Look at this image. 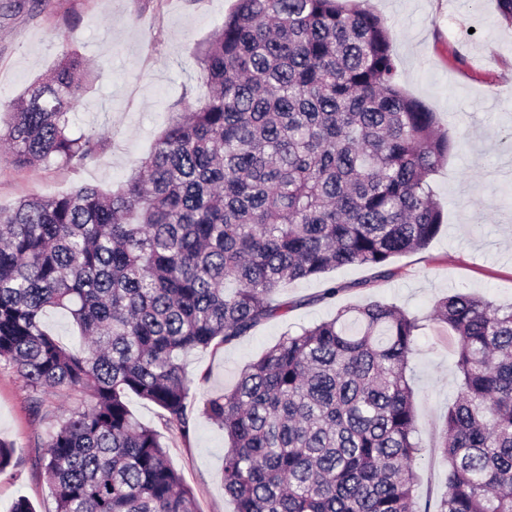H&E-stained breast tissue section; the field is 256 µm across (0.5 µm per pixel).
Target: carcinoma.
I'll return each instance as SVG.
<instances>
[{
  "instance_id": "cac0c4a2",
  "label": "carcinoma",
  "mask_w": 512,
  "mask_h": 512,
  "mask_svg": "<svg viewBox=\"0 0 512 512\" xmlns=\"http://www.w3.org/2000/svg\"><path fill=\"white\" fill-rule=\"evenodd\" d=\"M194 58L210 95L183 93L125 183L0 208V364L36 415L64 389L90 396L40 444L55 512H196L160 432L127 398L189 438L187 354L287 316L301 301L276 296L292 281L345 266L396 276L394 259L443 225L430 177L452 143L401 87L379 15L346 0H236ZM86 72L69 53L4 106L11 166L77 167L105 152L107 138L69 131ZM51 309L79 347L47 328ZM431 317L454 333L458 375L434 512H512V304L456 292ZM420 329L393 304L346 306L204 400L227 438L236 512H413ZM45 323L63 345L71 346L78 343V336H76L72 323L65 313L52 310L46 315Z\"/></svg>"
}]
</instances>
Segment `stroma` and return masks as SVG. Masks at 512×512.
I'll return each instance as SVG.
<instances>
[{
	"instance_id": "1",
	"label": "stroma",
	"mask_w": 512,
	"mask_h": 512,
	"mask_svg": "<svg viewBox=\"0 0 512 512\" xmlns=\"http://www.w3.org/2000/svg\"><path fill=\"white\" fill-rule=\"evenodd\" d=\"M232 6L233 0H0V100L16 98L65 54L78 53L90 65L91 83L71 131L110 142L105 153L76 169H17L0 158V207L84 184L112 189L126 180L171 121L181 94L207 95L192 53ZM364 6L391 32L401 85L436 113L453 143L430 181L445 221L426 249L396 259L397 276L377 281L368 267L348 266L289 283L281 297L302 300V307L232 346L188 355L187 370L199 379L190 392L193 432L185 441L167 431L163 441L194 491L198 512H235L222 478L227 440L219 424L201 415L204 399L232 388L240 370L285 332L373 300L423 321L411 359L418 437L426 449L415 507H434L448 474L439 449L442 418L457 395L458 376L452 337L430 320L432 306L457 291L512 302V149L503 144L512 137V25L500 20L495 0H365ZM329 281L343 285V292L318 301ZM86 399L82 391L62 392L45 403L44 419L34 418L28 389L10 367L0 366V438L12 444L15 461L0 473V512L20 499L35 512H53L38 443L60 407Z\"/></svg>"
}]
</instances>
